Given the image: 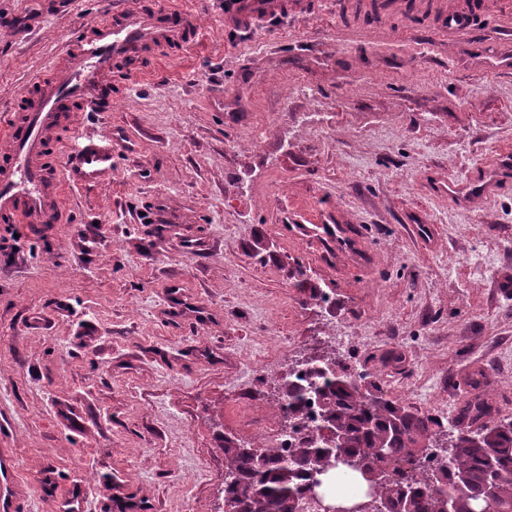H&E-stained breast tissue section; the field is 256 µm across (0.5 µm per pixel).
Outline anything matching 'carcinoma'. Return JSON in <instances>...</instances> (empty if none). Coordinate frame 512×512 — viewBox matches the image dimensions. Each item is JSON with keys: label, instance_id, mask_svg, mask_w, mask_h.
<instances>
[{"label": "carcinoma", "instance_id": "obj_1", "mask_svg": "<svg viewBox=\"0 0 512 512\" xmlns=\"http://www.w3.org/2000/svg\"><path fill=\"white\" fill-rule=\"evenodd\" d=\"M320 390V436L304 439L287 458L224 436V471L229 480L224 505L229 512H292L301 492V474L321 473L323 453L363 482L360 470L377 477L366 512H445L453 495L456 512H512V418L494 417L479 400L462 407L467 428L451 438L445 455L431 440L439 421L414 413L390 398L368 373L352 375L336 359Z\"/></svg>", "mask_w": 512, "mask_h": 512}]
</instances>
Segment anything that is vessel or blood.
Wrapping results in <instances>:
<instances>
[{"mask_svg":"<svg viewBox=\"0 0 512 512\" xmlns=\"http://www.w3.org/2000/svg\"><path fill=\"white\" fill-rule=\"evenodd\" d=\"M345 15L424 16L449 43L471 38L489 13L487 0H342ZM306 0H224V27L239 32L307 10ZM200 35L197 17L168 0H126L111 15L83 26L50 71L30 85L21 107L0 130V224L39 231L62 224L65 185L59 162L80 112L112 109V77L135 78L156 59L180 52ZM473 52L484 68L512 71V26L480 42ZM435 196L463 208L496 198L512 186V158L494 172L474 167L464 179L431 180ZM21 478L7 449L0 448V512H20Z\"/></svg>","mask_w":512,"mask_h":512,"instance_id":"obj_1","label":"vessel or blood"}]
</instances>
